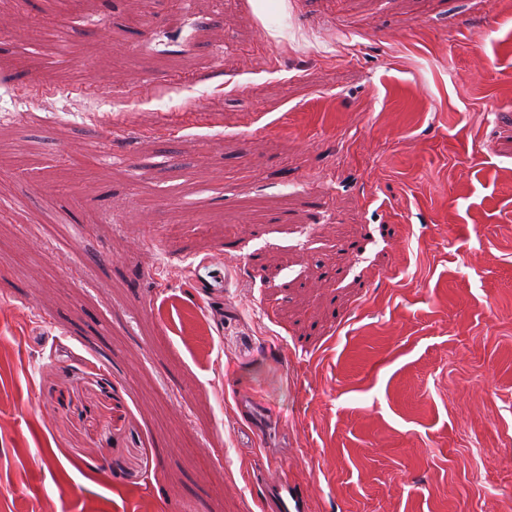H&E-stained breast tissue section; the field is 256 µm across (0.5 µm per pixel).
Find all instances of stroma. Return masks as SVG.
<instances>
[{
	"instance_id": "1",
	"label": "stroma",
	"mask_w": 512,
	"mask_h": 512,
	"mask_svg": "<svg viewBox=\"0 0 512 512\" xmlns=\"http://www.w3.org/2000/svg\"><path fill=\"white\" fill-rule=\"evenodd\" d=\"M44 4L0 0V512H506L502 0H90L62 58ZM234 400L240 413L250 421L257 438H264L265 424L263 419L266 414L254 394L246 389H240L235 394ZM266 494L279 512H307V495L298 485L275 472L266 483Z\"/></svg>"
}]
</instances>
